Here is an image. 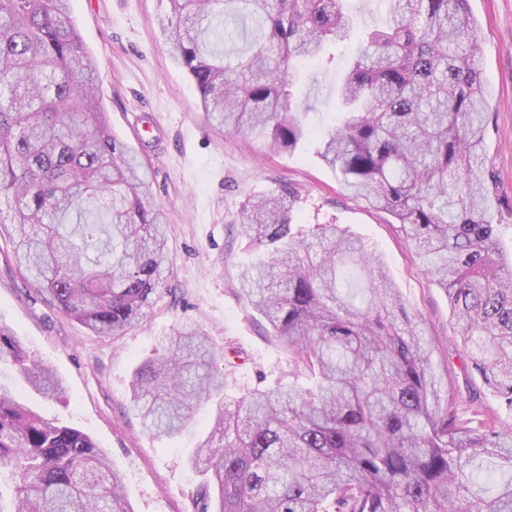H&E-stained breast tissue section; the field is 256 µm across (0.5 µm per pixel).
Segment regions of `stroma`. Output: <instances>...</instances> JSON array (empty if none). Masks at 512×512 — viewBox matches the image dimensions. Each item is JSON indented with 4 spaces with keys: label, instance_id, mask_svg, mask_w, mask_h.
<instances>
[{
    "label": "stroma",
    "instance_id": "obj_1",
    "mask_svg": "<svg viewBox=\"0 0 512 512\" xmlns=\"http://www.w3.org/2000/svg\"><path fill=\"white\" fill-rule=\"evenodd\" d=\"M70 8L96 63L99 99L112 133L146 164L144 201L167 217L169 274L139 326L120 336H99L44 304L18 274L8 236L0 235V318L62 379L67 397H43L7 363L0 365V391L89 434L121 475L134 512H192L201 477L188 460L211 429L215 403L201 401L181 435L152 437L130 401L132 375L153 357L159 337L192 322L217 347L237 352L236 367L224 370L229 396L287 381V353L238 292L242 270L260 257L239 225L240 209L249 196L286 184L298 197L297 236L307 239L314 225L337 224L365 241L407 310L421 317L424 336L436 341L434 365L447 366L458 391L479 386L486 415L512 424V412L473 370L445 291L425 273L398 224L349 195L315 154L337 117L339 62L305 65L290 106L310 138L295 151L274 153L262 137L204 120L195 84L160 29L166 0H71ZM469 9L480 29L475 61L489 86L494 116L485 137L491 211L503 249L511 252L512 0H469Z\"/></svg>",
    "mask_w": 512,
    "mask_h": 512
}]
</instances>
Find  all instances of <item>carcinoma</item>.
Returning <instances> with one entry per match:
<instances>
[{"instance_id": "1", "label": "carcinoma", "mask_w": 512, "mask_h": 512, "mask_svg": "<svg viewBox=\"0 0 512 512\" xmlns=\"http://www.w3.org/2000/svg\"><path fill=\"white\" fill-rule=\"evenodd\" d=\"M71 0H0V224L15 267L51 308L101 336L138 325L165 280L166 217L142 201L146 169L112 136L96 67ZM160 20L204 116L302 145L289 108L295 64L354 45L336 84L341 119L317 154L368 207L390 215L444 289L468 358L512 410V261L489 207L490 90L474 63L468 0H388L391 25L363 28L346 0H167ZM238 38L236 55L224 20ZM295 194L248 199L244 233L264 258L240 295L288 351V384L221 396L227 353L185 325L133 374V405L157 437L182 432L219 395L191 463L204 475L193 512H512V426L484 418L437 373L420 319L358 238L317 225L293 233ZM366 279L357 302L343 273ZM0 362L40 394L62 381L0 320ZM484 460L501 479L476 481ZM0 512H133L91 437L0 391Z\"/></svg>"}]
</instances>
